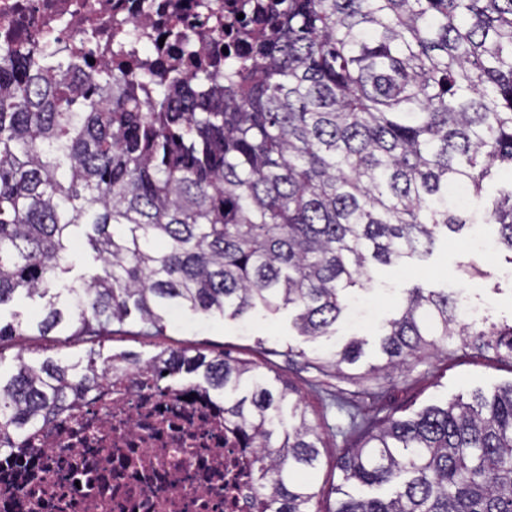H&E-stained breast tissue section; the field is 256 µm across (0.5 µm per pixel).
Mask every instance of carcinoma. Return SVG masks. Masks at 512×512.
Returning <instances> with one entry per match:
<instances>
[{"label":"carcinoma","instance_id":"cac0c4a2","mask_svg":"<svg viewBox=\"0 0 512 512\" xmlns=\"http://www.w3.org/2000/svg\"><path fill=\"white\" fill-rule=\"evenodd\" d=\"M172 38L214 36L200 26ZM222 72L105 69L83 89L0 43V345L67 327L99 337L136 310L239 318L293 309L302 336L334 333L373 266L407 267L469 224L512 252V0H265ZM85 227L96 271L63 275ZM512 363V323L461 319L458 299L410 288L379 333L387 367L445 345ZM352 339L320 371L354 365ZM156 364L224 395L255 445L259 512H313L322 437L288 383L248 361L178 350ZM94 353L0 379V449L99 390ZM337 460L332 512H512V383L374 426ZM42 309V302L40 300H29L20 297L10 305L3 306L1 310V318L3 321L11 319L13 313H18L20 319L27 320L34 317Z\"/></svg>","mask_w":512,"mask_h":512}]
</instances>
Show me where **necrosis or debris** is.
Instances as JSON below:
<instances>
[{"instance_id":"1","label":"necrosis or debris","mask_w":512,"mask_h":512,"mask_svg":"<svg viewBox=\"0 0 512 512\" xmlns=\"http://www.w3.org/2000/svg\"><path fill=\"white\" fill-rule=\"evenodd\" d=\"M0 0V39L38 54L52 35L85 86L107 64L161 74L223 66L236 51L242 0ZM208 23L215 36L184 55L167 40ZM102 400L0 453V512H256L254 449L204 387L116 363Z\"/></svg>"}]
</instances>
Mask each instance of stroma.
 Returning <instances> with one entry per match:
<instances>
[{
	"instance_id": "1",
	"label": "stroma",
	"mask_w": 512,
	"mask_h": 512,
	"mask_svg": "<svg viewBox=\"0 0 512 512\" xmlns=\"http://www.w3.org/2000/svg\"><path fill=\"white\" fill-rule=\"evenodd\" d=\"M496 237V226L473 224L453 240L438 239L432 253L412 266L377 267L367 292L359 297L364 316L337 323L331 336L312 339L299 335L288 311L233 320L178 310L167 315L162 332L149 336L134 312L123 324L113 325L109 333L89 343L67 332L57 334L51 342L38 336L15 337L0 346V376L10 377L20 354L37 366L47 359L73 363L91 350L97 352L102 365L110 357L121 355L145 364L171 349L210 356L224 354L254 362L269 375L277 374L288 381L321 434V464L312 481L319 493L320 512H330L336 502L333 489L342 481L336 466L342 442L337 428L347 422L345 413L336 407L337 399L350 402L368 418L388 412L410 416L427 405L466 397L476 389L489 392L512 382V363L491 353L459 350L432 358H413L401 369L378 377L368 374L370 366L379 361L373 330L391 316L406 289L420 286L448 291L478 307L493 321H512V253L496 247ZM473 261L483 266L486 277L463 274V266ZM353 337L365 340V354L355 365L345 367L343 374L322 373L307 365V358L333 351L337 342ZM290 348L304 351V358L289 362L285 353Z\"/></svg>"
}]
</instances>
